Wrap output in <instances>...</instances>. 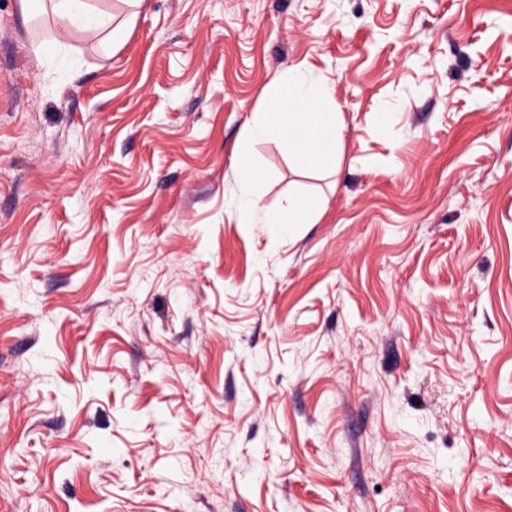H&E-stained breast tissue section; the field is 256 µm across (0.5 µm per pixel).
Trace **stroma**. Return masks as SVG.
<instances>
[{"label":"stroma","instance_id":"35a3bbf8","mask_svg":"<svg viewBox=\"0 0 512 512\" xmlns=\"http://www.w3.org/2000/svg\"><path fill=\"white\" fill-rule=\"evenodd\" d=\"M0 0V512H512V0ZM333 176L254 143L284 68ZM58 35L64 37L71 29H78L94 37L118 42L125 28L135 18L136 12H131L123 20L116 22L117 17L109 11L98 9L89 0H49Z\"/></svg>","mask_w":512,"mask_h":512}]
</instances>
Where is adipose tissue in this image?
Masks as SVG:
<instances>
[{
  "label": "adipose tissue",
  "mask_w": 512,
  "mask_h": 512,
  "mask_svg": "<svg viewBox=\"0 0 512 512\" xmlns=\"http://www.w3.org/2000/svg\"><path fill=\"white\" fill-rule=\"evenodd\" d=\"M48 6L59 35L78 29L108 41H119L127 26L109 11L91 5L90 0H49Z\"/></svg>",
  "instance_id": "obj_1"
}]
</instances>
